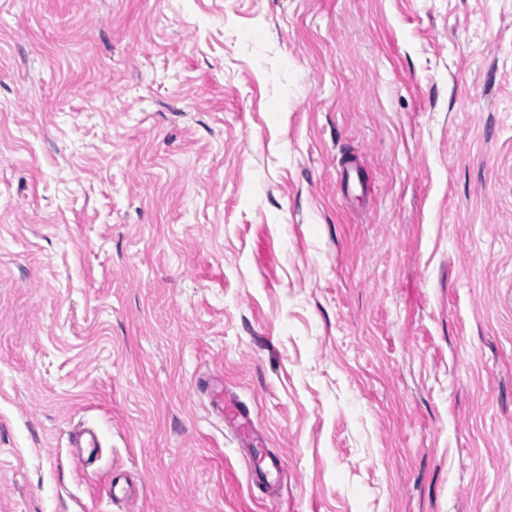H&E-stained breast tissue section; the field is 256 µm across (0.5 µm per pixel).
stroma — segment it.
Listing matches in <instances>:
<instances>
[{
  "label": "stroma",
  "instance_id": "stroma-1",
  "mask_svg": "<svg viewBox=\"0 0 512 512\" xmlns=\"http://www.w3.org/2000/svg\"><path fill=\"white\" fill-rule=\"evenodd\" d=\"M0 512H512V0H0ZM213 406L221 419L224 420L225 426L238 438L240 447L243 449L251 448L253 444L250 443L252 422L250 411L238 401L228 400L224 397L223 390L214 395ZM268 459L265 467L257 464L256 467L249 465V480L257 486L267 487L270 482L278 480L282 474V463L279 455H265L261 462Z\"/></svg>",
  "mask_w": 512,
  "mask_h": 512
}]
</instances>
